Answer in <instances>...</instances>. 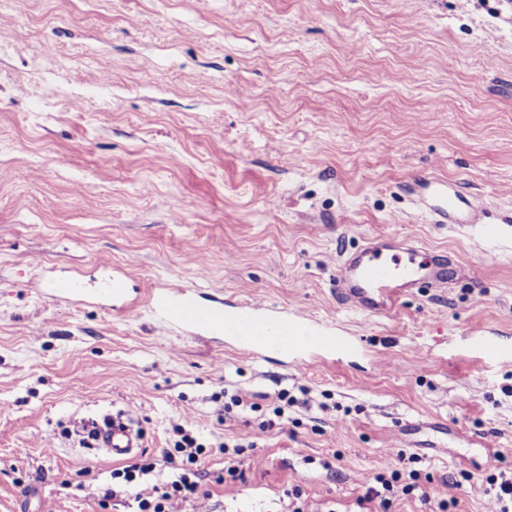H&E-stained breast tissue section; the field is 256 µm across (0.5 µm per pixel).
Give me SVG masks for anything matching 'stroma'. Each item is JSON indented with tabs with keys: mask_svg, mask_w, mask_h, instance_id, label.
<instances>
[{
	"mask_svg": "<svg viewBox=\"0 0 512 512\" xmlns=\"http://www.w3.org/2000/svg\"><path fill=\"white\" fill-rule=\"evenodd\" d=\"M448 194L499 237L438 223ZM378 234L472 274L355 311L336 260ZM129 261L131 296L260 301L367 353L301 364L160 330L96 293ZM56 277L92 297L52 300ZM475 336L512 346V0H0V512H135L101 504L117 462L68 433L109 412L134 461L177 424L215 475L217 445L245 444L213 512H288L296 490L355 512L399 455L431 500L391 512H485L486 448L512 472V359H479ZM283 391L284 428L224 416L227 396L267 413Z\"/></svg>",
	"mask_w": 512,
	"mask_h": 512,
	"instance_id": "obj_1",
	"label": "stroma"
}]
</instances>
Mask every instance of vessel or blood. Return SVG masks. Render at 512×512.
<instances>
[{"instance_id": "obj_1", "label": "vessel or blood", "mask_w": 512, "mask_h": 512, "mask_svg": "<svg viewBox=\"0 0 512 512\" xmlns=\"http://www.w3.org/2000/svg\"><path fill=\"white\" fill-rule=\"evenodd\" d=\"M484 205L471 200L458 208L455 199L439 207L443 224H474L480 242L494 240L499 228L483 221ZM131 266H124L107 283L106 295L124 300L125 310L144 303L157 325L165 330L177 329L205 341L223 340L250 355H282L298 361L315 358L336 359L358 351L353 337L315 324L295 311L272 312L265 304L252 302L231 306L219 298L204 297L183 286L146 289L141 301L127 297ZM466 277V268L447 253L432 249L407 248L397 254L392 239L376 236L375 243L354 256L340 257L336 264V292L352 309L370 315H390L403 294L412 287L427 285L443 288L449 276ZM81 427L89 429L107 455L121 458L138 445L136 432L121 417L97 422L84 419Z\"/></svg>"}]
</instances>
